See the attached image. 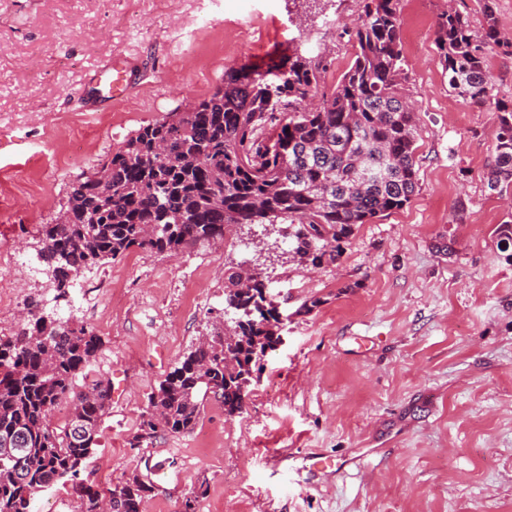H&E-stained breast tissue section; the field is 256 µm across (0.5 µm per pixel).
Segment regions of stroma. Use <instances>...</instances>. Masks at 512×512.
Here are the masks:
<instances>
[{
    "label": "stroma",
    "instance_id": "obj_1",
    "mask_svg": "<svg viewBox=\"0 0 512 512\" xmlns=\"http://www.w3.org/2000/svg\"><path fill=\"white\" fill-rule=\"evenodd\" d=\"M362 0H0V242L37 258L69 183L141 126L210 97L225 73L286 53L323 54L331 88ZM484 18L478 0H400L405 91L416 107L418 188L402 209L356 226L336 263L293 262L284 224H242L176 255L133 250L57 297L46 272L0 260V335L27 301L101 340L93 372L115 390L83 479L139 472L143 512H512V262L494 229L512 206L488 190L496 111L457 97L438 62L439 15ZM336 27L325 30V17ZM134 58L129 95L86 112L93 70ZM260 267L281 343L227 416L130 448L148 396L224 316L227 276ZM315 451L329 465L299 471ZM360 457L338 472L336 461Z\"/></svg>",
    "mask_w": 512,
    "mask_h": 512
}]
</instances>
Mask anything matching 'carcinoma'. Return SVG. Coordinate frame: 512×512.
<instances>
[{"mask_svg":"<svg viewBox=\"0 0 512 512\" xmlns=\"http://www.w3.org/2000/svg\"><path fill=\"white\" fill-rule=\"evenodd\" d=\"M479 2L482 35L448 10L435 45L451 92L497 111L486 181L501 196L512 191V107L494 97L484 51L512 43L499 38L494 0ZM351 37L352 62L332 89L321 88L319 56H281L264 71L245 63L212 96L140 127L73 181L56 223L42 227L40 256L59 295L82 271L132 250L176 254L239 224H295L298 260L334 263L354 226L406 206L418 168L398 0H363ZM102 169L112 174L108 188ZM494 234L512 262V216ZM264 287L259 276L230 275L224 311L234 317L213 325L150 393L130 447L192 431L210 397L229 416L241 412L248 380L278 339ZM28 307L19 331L0 336V512H32L36 493L57 482L71 485L79 512H99L101 500L111 512H141L153 485L139 475L107 490L81 480L112 395L111 378H89L99 336L36 301ZM65 400L70 416L54 425L50 414Z\"/></svg>","mask_w":512,"mask_h":512,"instance_id":"cac0c4a2","label":"carcinoma"}]
</instances>
